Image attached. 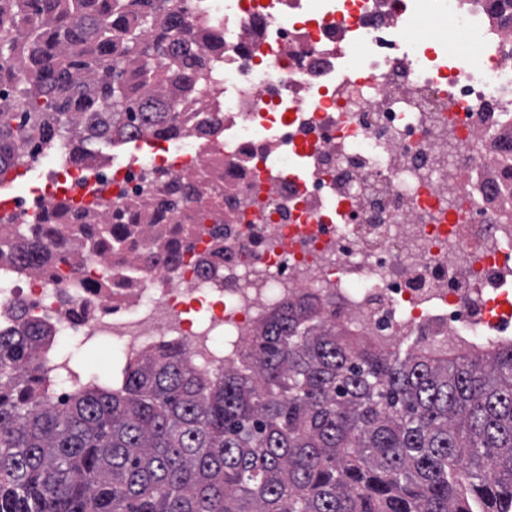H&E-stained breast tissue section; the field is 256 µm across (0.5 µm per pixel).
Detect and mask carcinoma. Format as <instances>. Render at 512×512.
<instances>
[{
  "label": "carcinoma",
  "instance_id": "1",
  "mask_svg": "<svg viewBox=\"0 0 512 512\" xmlns=\"http://www.w3.org/2000/svg\"><path fill=\"white\" fill-rule=\"evenodd\" d=\"M189 0H0V174L45 151L186 132L178 108L224 48ZM202 197L189 176L141 207L0 219L19 273L110 261L150 240L173 271ZM0 330V512H512V339L449 357L382 349L311 293L273 312L219 376L167 345L110 385L57 392L49 322Z\"/></svg>",
  "mask_w": 512,
  "mask_h": 512
}]
</instances>
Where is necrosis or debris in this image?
Masks as SVG:
<instances>
[{
	"label": "necrosis or debris",
	"instance_id": "4bbe7bcc",
	"mask_svg": "<svg viewBox=\"0 0 512 512\" xmlns=\"http://www.w3.org/2000/svg\"><path fill=\"white\" fill-rule=\"evenodd\" d=\"M194 2L224 39L218 86L200 91L223 137L190 151L161 137L123 166L69 159L52 182L99 211L160 192L150 173L188 175L222 193L223 224L190 236L174 278L87 253L14 286L0 264V328L21 304L128 360L185 346L210 374L234 358L223 339L307 292L391 345L466 352L512 335V22L481 0ZM427 16L461 30L446 52L414 38Z\"/></svg>",
	"mask_w": 512,
	"mask_h": 512
}]
</instances>
